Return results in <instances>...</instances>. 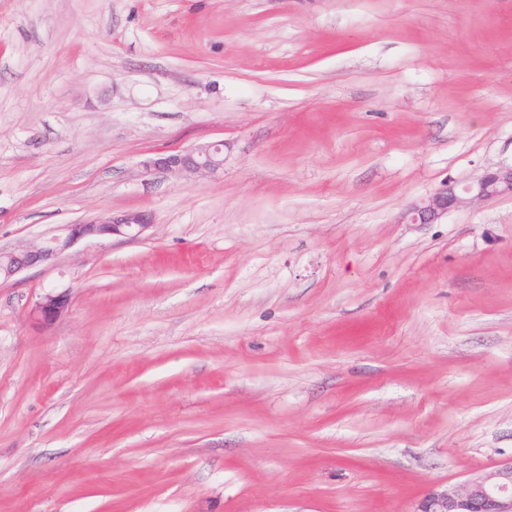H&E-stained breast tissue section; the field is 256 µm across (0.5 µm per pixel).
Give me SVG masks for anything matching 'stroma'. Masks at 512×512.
<instances>
[{"label":"stroma","instance_id":"stroma-1","mask_svg":"<svg viewBox=\"0 0 512 512\" xmlns=\"http://www.w3.org/2000/svg\"><path fill=\"white\" fill-rule=\"evenodd\" d=\"M510 165L512 0H0V247L152 216L0 283V512H416L511 461L512 197L397 221ZM224 144L209 142L194 147L157 152L143 161L147 170H156L182 177L214 174L224 166ZM66 291H48L40 295L31 309L32 316L42 325L50 326L69 307V298Z\"/></svg>","mask_w":512,"mask_h":512}]
</instances>
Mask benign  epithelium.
<instances>
[{"instance_id": "1", "label": "benign epithelium", "mask_w": 512, "mask_h": 512, "mask_svg": "<svg viewBox=\"0 0 512 512\" xmlns=\"http://www.w3.org/2000/svg\"><path fill=\"white\" fill-rule=\"evenodd\" d=\"M223 147L220 142H209L186 149L162 151L143 161V166L150 171L187 178L214 174L224 166ZM499 196H512V166L488 170L460 191L449 184L409 206L399 215L398 223L434 224L452 210L471 207ZM149 225L150 217L143 211L66 224L60 233L38 245L0 249V281L7 282L26 269L50 263L81 241L114 237L138 239ZM68 307L67 292L48 291L34 303L31 314L42 325L49 326ZM417 512H512V461L461 484L431 491Z\"/></svg>"}]
</instances>
